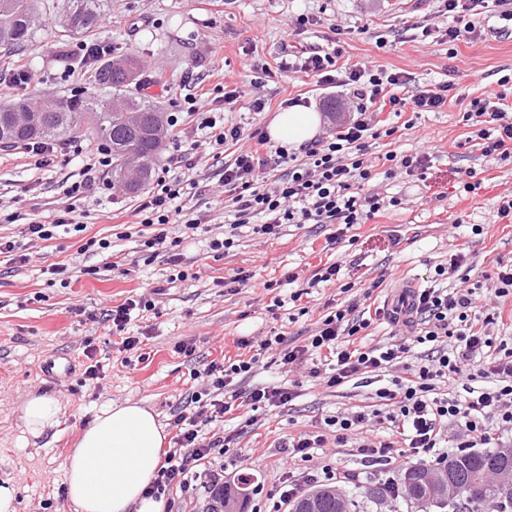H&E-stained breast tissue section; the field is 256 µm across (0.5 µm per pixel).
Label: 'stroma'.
Instances as JSON below:
<instances>
[{"mask_svg":"<svg viewBox=\"0 0 512 512\" xmlns=\"http://www.w3.org/2000/svg\"><path fill=\"white\" fill-rule=\"evenodd\" d=\"M301 13L315 23L297 36L298 45L324 47L333 26L352 28L344 63L408 74L402 94L445 79L454 83L453 99L440 110L389 116L396 134L374 140L370 150L375 158L390 151L430 152L426 179L402 175L382 181L399 206L355 225L350 239L335 240L331 224H288L281 238L268 241L243 227L233 254L217 259L208 251L205 224L223 217L219 186L225 162L236 155L230 144L223 161L204 150L195 157L192 204L203 226L181 246L190 279L169 283L164 257L146 261L135 233L138 199L120 193L95 194L81 204L86 237L113 239L122 253L118 267H111L107 256L80 253L78 238L68 236L30 247L27 263L0 262V480L16 483L18 512H67L63 463L95 416L109 405L134 401L169 425L201 387L193 372L236 355L235 339L256 342L277 334L303 343L328 306L361 299L366 287L381 278L395 276L422 286L431 266L446 262L457 243L469 252L470 281L483 280L496 263H512V223L496 216L500 197L512 192V158L482 156L463 121L471 99L512 74V35L496 33L498 19H490V31L479 38L449 43L440 34L448 20L438 14L434 0H112L94 39L111 45L113 55L140 57L158 79L149 92L167 112L176 111L188 94L232 91L237 100L229 116L250 133L266 129L286 99L299 97L321 113L323 130L331 131L343 118L345 90L301 72L277 71L289 24ZM423 24L432 28V36L422 37ZM58 26V14H51L35 41L15 56L32 75L29 93L49 99L89 90L94 78L92 69L77 64L80 39L59 38ZM258 98L265 102L260 112L252 109ZM69 142L42 168L23 149H0V236L13 238L23 224L53 219L65 200L63 184L77 180L81 171L73 146L98 147L85 132ZM470 170L481 182L472 193L463 189ZM476 225L481 234H473ZM68 261L74 264L69 287L49 285L47 267ZM336 261L349 291L332 284L291 301L295 288L283 284L284 272L307 279ZM239 267L254 270L258 285L227 292L220 281ZM264 281L275 282V293L286 300L273 314L266 310L271 295L261 289ZM139 297L154 300L155 307L134 314L125 329L126 335L146 339L130 368L121 363L104 314ZM89 341L106 372L94 384L81 381ZM181 342L192 345V355L176 352ZM290 377L299 385L292 402L225 417L226 430L241 435L233 447L214 455L209 468L227 487L249 477L244 512H289L280 506V496L290 487L299 495L309 489V481L300 477L304 471L318 475L330 467L337 485L351 492L398 479L409 466L435 464V456H412L401 443L389 459L371 464L363 459L357 436L344 447L317 452L310 461L291 462L284 447L289 437L315 430L337 413L375 405L376 386L355 378L329 388L304 373ZM31 394L51 396L61 408L60 425L37 440L22 431L21 405ZM249 417L255 420L250 427L244 424Z\"/></svg>","mask_w":512,"mask_h":512,"instance_id":"1","label":"stroma"}]
</instances>
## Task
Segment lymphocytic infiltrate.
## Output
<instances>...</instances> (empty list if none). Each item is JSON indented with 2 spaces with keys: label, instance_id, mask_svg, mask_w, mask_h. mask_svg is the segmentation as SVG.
Instances as JSON below:
<instances>
[{
  "label": "lymphocytic infiltrate",
  "instance_id": "1",
  "mask_svg": "<svg viewBox=\"0 0 512 512\" xmlns=\"http://www.w3.org/2000/svg\"><path fill=\"white\" fill-rule=\"evenodd\" d=\"M492 0H438L442 14L453 20L445 30L449 41L481 36L484 14ZM342 47H319L289 52L282 59L280 72H303L324 84L346 88L351 96L347 121L328 136L295 150L272 146L261 131L243 133L240 125L217 119L209 112L207 99L189 95L180 104L179 114L168 117L170 129L183 126L185 117H193L204 130V145L213 156L224 154L226 144H240L234 161L224 166V214L231 219V231L212 236L209 249L215 257L229 255L234 246L233 232L251 228L253 234L267 240L280 238L286 224H332L337 238L357 224L367 223L378 212L397 206L396 198L382 196L373 180L374 165L368 156L370 143L392 136L393 128L381 125L377 106L394 114L411 110L433 112L444 106L452 89L443 81L433 88L405 97L398 90L405 85L404 73H388L367 67L347 68L338 59ZM475 127L486 157L512 156V120L505 112L491 110L486 99H475L463 116ZM185 177H157L154 187L139 200L135 215L145 228L143 246L151 256H165L173 272L171 281H185L189 273L182 267V237L170 236L169 226L176 223L185 230L197 231L191 201L196 183L189 172L195 163L192 152L182 157ZM110 150L87 154L78 180L65 185L67 205L48 223L25 224L20 240L0 237V257L8 263L28 260L24 243L46 242L60 233L79 235L86 226L81 201L91 194L111 195L112 184L103 177L111 166ZM468 261L465 245L449 250L448 260L436 264L429 286L413 288L401 296L408 306L407 318L391 316L390 322L402 333L401 341L366 346L365 333L372 318L358 314L356 304L325 315L305 343L288 345L275 335L259 344L237 339V358L211 361L201 379L204 396L195 397L196 408L177 414L171 426L175 446L166 453L148 493L158 498L174 488H187L200 477L216 449L233 444V433L204 436L200 423L222 427L226 415L250 408H278L290 403L296 392L288 383L251 385L257 355L246 350L258 346L260 352L275 348L280 362L289 372H304L309 377L335 387L352 378L372 373H391L389 385L380 387V403L372 411H351L326 418L321 430L305 432L288 440V457L305 461L328 443L345 446L350 435H363L360 451L376 463L387 458L396 441H403L409 452L426 455L439 447L448 424L464 428L466 438L460 448H473L512 435V343L490 334L492 325L504 318L503 306L512 297V264H497L492 276L494 309L479 306L472 288H448L444 282ZM423 348L417 365L404 364L413 348ZM495 378L492 387L472 386L473 376ZM465 384L464 395H456L452 386ZM385 427L383 437L371 436L374 426Z\"/></svg>",
  "mask_w": 512,
  "mask_h": 512
}]
</instances>
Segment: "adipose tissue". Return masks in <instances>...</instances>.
<instances>
[{"label": "adipose tissue", "mask_w": 512, "mask_h": 512, "mask_svg": "<svg viewBox=\"0 0 512 512\" xmlns=\"http://www.w3.org/2000/svg\"><path fill=\"white\" fill-rule=\"evenodd\" d=\"M323 123L320 113L303 106L278 112L269 138L293 148L313 141ZM60 406L46 395L30 396L21 418L34 439L59 423ZM155 414L141 404H113L95 417L66 457L63 469L71 512H162V501L147 497L165 444Z\"/></svg>", "instance_id": "1"}]
</instances>
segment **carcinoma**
<instances>
[{"label":"carcinoma","mask_w":512,"mask_h":512,"mask_svg":"<svg viewBox=\"0 0 512 512\" xmlns=\"http://www.w3.org/2000/svg\"><path fill=\"white\" fill-rule=\"evenodd\" d=\"M58 0H0V52L6 54L19 51L32 41L43 24V16L55 8ZM61 28L63 36L81 38L92 36L101 21L102 14L112 10V0H63ZM98 84L111 89L108 97L95 92L81 93L70 98H61L53 103L36 95H15L0 103V143L7 148L23 147L32 141L61 139L86 128L112 150V188L135 194L143 190L153 177L160 158L155 131L167 128L164 105L150 95L140 92L145 83L142 78L144 65L133 55L94 65ZM28 112L33 125L18 129L13 123V113ZM139 112L143 122L139 127L121 124L119 113ZM135 150L145 159L142 183L130 181L124 167V156ZM453 464L459 479V492L470 491L471 482L496 467H511L512 457L505 458L497 448L480 452L453 455L433 468H424L436 473ZM414 473L401 477L400 487L391 482L364 486L356 496L347 500L346 508L337 506L321 485L313 490L319 501L318 512H357L362 497L378 505L393 496V489L401 490L402 497L409 500L419 493L413 482ZM501 495L493 487L486 488L482 497L474 501L475 512H503Z\"/></svg>","instance_id":"carcinoma-1"}]
</instances>
